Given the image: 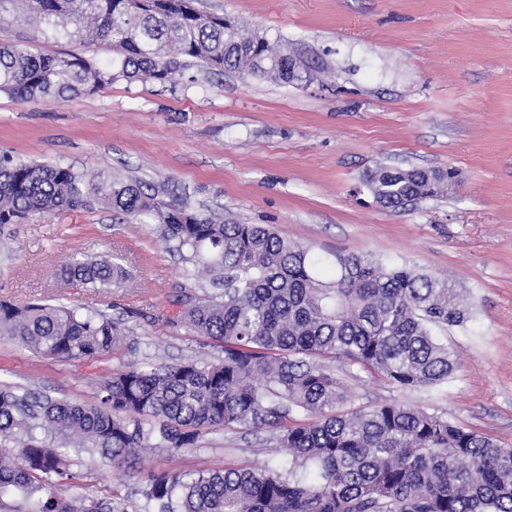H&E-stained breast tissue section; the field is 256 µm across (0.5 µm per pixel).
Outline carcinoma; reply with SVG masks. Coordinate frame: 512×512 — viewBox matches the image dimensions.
I'll return each instance as SVG.
<instances>
[{"instance_id":"cac0c4a2","label":"carcinoma","mask_w":512,"mask_h":512,"mask_svg":"<svg viewBox=\"0 0 512 512\" xmlns=\"http://www.w3.org/2000/svg\"><path fill=\"white\" fill-rule=\"evenodd\" d=\"M22 4L57 36L78 26L89 45L108 43L104 68L85 59L0 46V91L21 101L68 98L117 81L161 85L190 66L235 70L288 83L290 56L198 0H0ZM443 170L401 176L379 167L366 178L375 200L393 210L436 196ZM164 189L117 175L88 178L71 164L0 155V227L36 213L106 205L153 217L161 237L224 293L190 297L181 323L217 343L216 363L173 365L112 375L99 404L84 406L0 390V490L13 488L27 512H127L125 499L64 500L76 478L57 448L36 437L74 435L120 465L135 448H192L205 430L234 424L271 431L288 464H226L163 470L142 490L154 512H512V448L448 417L398 403L342 412L352 395L322 363L359 366L386 381L426 388L448 381L456 361L435 329L470 318L448 279L359 254L330 264L265 224H226ZM64 274L89 288L124 279L110 261L74 259ZM0 335L53 358L96 359L127 344L130 330L102 312L65 305L0 301Z\"/></svg>"}]
</instances>
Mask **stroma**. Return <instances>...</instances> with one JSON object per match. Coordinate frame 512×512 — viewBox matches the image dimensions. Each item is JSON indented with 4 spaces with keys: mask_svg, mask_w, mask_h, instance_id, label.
<instances>
[{
    "mask_svg": "<svg viewBox=\"0 0 512 512\" xmlns=\"http://www.w3.org/2000/svg\"><path fill=\"white\" fill-rule=\"evenodd\" d=\"M292 50L309 81L282 83L192 68L172 84L118 81L68 99L23 103L0 92V154L75 165L165 186L226 223L269 224L322 256L364 253L452 280L472 316L444 343L458 367L428 389H403L337 366L353 407L397 402L512 447V0H201ZM0 44L73 54L94 66L112 49L0 23ZM454 169L450 192L406 210L381 207L363 184L377 165ZM103 257L123 281L92 290L63 278L72 258ZM208 277L165 243L157 224L105 207L55 210L0 229V300H42L123 320L124 348L95 359H50L0 336V386L83 405L113 373L219 349L179 323L185 295ZM77 477L58 493L119 494L139 512L151 472L287 459L268 432H203L195 447L136 449L122 468L64 447Z\"/></svg>",
    "mask_w": 512,
    "mask_h": 512,
    "instance_id": "obj_1",
    "label": "stroma"
}]
</instances>
